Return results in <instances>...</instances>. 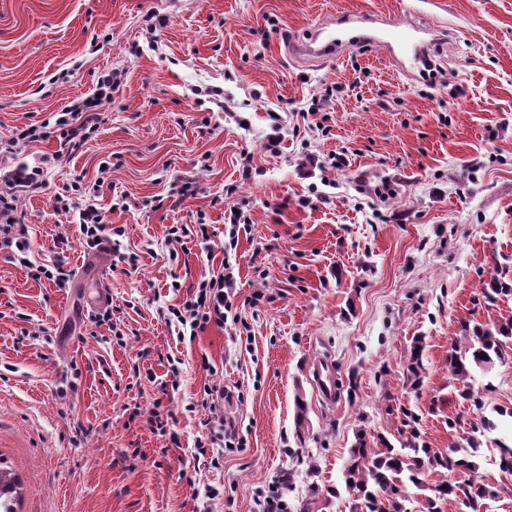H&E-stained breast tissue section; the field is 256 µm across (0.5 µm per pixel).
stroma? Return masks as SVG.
<instances>
[{"instance_id": "stroma-1", "label": "stroma", "mask_w": 512, "mask_h": 512, "mask_svg": "<svg viewBox=\"0 0 512 512\" xmlns=\"http://www.w3.org/2000/svg\"><path fill=\"white\" fill-rule=\"evenodd\" d=\"M346 13L436 30L435 78L399 71L375 44L298 53ZM109 73L120 85L79 150L13 142ZM328 89L321 131L307 110ZM0 164L43 166L44 189L14 216L30 260L50 262L64 237L75 272L66 288L35 282L0 244V467L21 484L17 512H263L273 491L288 512H349L327 489L358 432L399 444L409 411L431 448L471 438L446 359L465 346L461 322L512 316V295L472 303L489 275L512 282V0H0ZM77 180L100 189L72 194ZM187 182L195 196L172 205ZM60 196L124 227L138 269L85 252ZM232 205L249 224L229 251ZM200 220L209 248L170 259L169 226ZM227 258L224 325L180 335L167 306ZM106 307L111 326L96 325ZM326 363L332 401L315 381ZM472 385L494 424L479 449L499 488L488 512H512L496 464L512 440V354ZM155 409L170 435L151 431ZM216 412L240 441L217 468L194 448Z\"/></svg>"}]
</instances>
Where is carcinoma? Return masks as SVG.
Wrapping results in <instances>:
<instances>
[{"label":"carcinoma","instance_id":"carcinoma-1","mask_svg":"<svg viewBox=\"0 0 512 512\" xmlns=\"http://www.w3.org/2000/svg\"><path fill=\"white\" fill-rule=\"evenodd\" d=\"M512 293V286L492 276L482 284L478 298L483 303H493L501 295ZM461 332L466 341L465 349H454L448 355V373L457 382V397L469 403L477 413L478 425L473 427L492 428L494 424L480 415L483 408L479 394L470 383L472 368L489 364L493 359H502L512 351V319H507L494 328H484L478 324H461ZM422 343H417L411 351L407 365V378L412 385L422 381ZM410 427L409 436L400 447L395 448L382 439L377 448L368 447L367 435L358 436L356 444L350 448L349 457L343 465L340 487L331 486L327 493L340 495L339 488L352 498L351 512H407L405 507L407 487H426L431 494L424 499L425 512H448L455 507L457 512H484L487 501L496 498L497 490L485 483L478 475L479 464L476 455L479 442L471 439L469 448H450L436 452L420 442L414 426L416 417L402 410ZM433 472H467L463 481L441 479L434 484L427 483ZM14 483L0 471V512H14L11 493Z\"/></svg>","mask_w":512,"mask_h":512}]
</instances>
